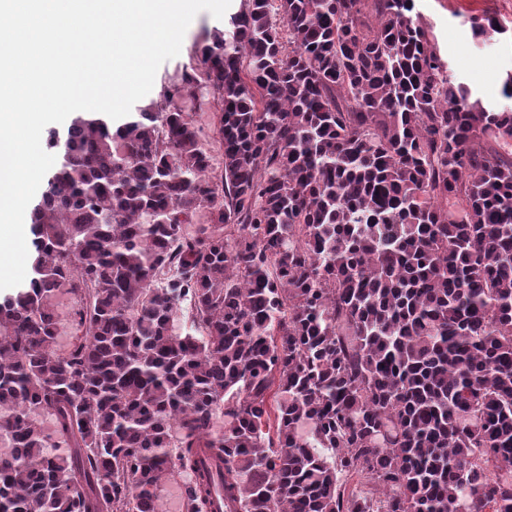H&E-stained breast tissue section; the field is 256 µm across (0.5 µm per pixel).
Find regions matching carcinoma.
<instances>
[{
  "instance_id": "carcinoma-1",
  "label": "carcinoma",
  "mask_w": 512,
  "mask_h": 512,
  "mask_svg": "<svg viewBox=\"0 0 512 512\" xmlns=\"http://www.w3.org/2000/svg\"><path fill=\"white\" fill-rule=\"evenodd\" d=\"M192 49L125 122L47 133L0 512H159L182 475L185 512L219 481L224 512H512V110L469 102L414 0H242ZM186 103H191L193 119L200 129L199 131V144L204 147L214 156L215 164L220 162V156L217 153L218 144L214 140L213 129L215 122L216 106L213 102L212 96L207 92H203L200 97V102L195 103L193 99L187 100ZM190 111V110H189ZM55 309L59 322L58 348L66 350L69 347L73 331V299L69 295H58L55 298Z\"/></svg>"
}]
</instances>
